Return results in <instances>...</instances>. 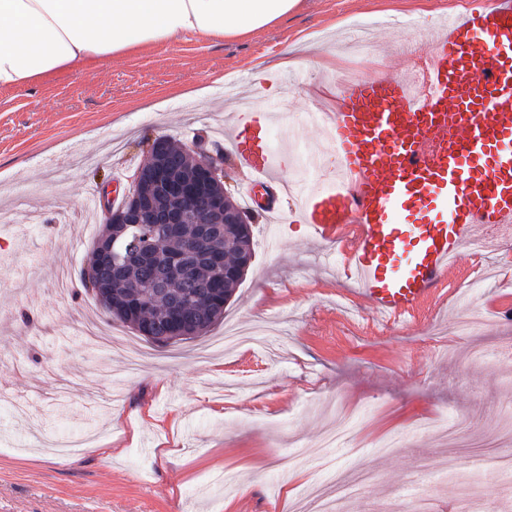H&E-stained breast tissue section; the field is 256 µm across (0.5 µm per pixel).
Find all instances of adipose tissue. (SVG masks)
I'll return each instance as SVG.
<instances>
[{"instance_id":"ef3b65f1","label":"adipose tissue","mask_w":512,"mask_h":512,"mask_svg":"<svg viewBox=\"0 0 512 512\" xmlns=\"http://www.w3.org/2000/svg\"><path fill=\"white\" fill-rule=\"evenodd\" d=\"M298 0H0V87L24 88L104 57L186 35L267 26Z\"/></svg>"}]
</instances>
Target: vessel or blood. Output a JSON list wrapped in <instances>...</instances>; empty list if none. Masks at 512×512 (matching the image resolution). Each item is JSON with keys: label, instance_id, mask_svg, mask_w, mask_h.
Returning a JSON list of instances; mask_svg holds the SVG:
<instances>
[{"label": "vessel or blood", "instance_id": "obj_1", "mask_svg": "<svg viewBox=\"0 0 512 512\" xmlns=\"http://www.w3.org/2000/svg\"><path fill=\"white\" fill-rule=\"evenodd\" d=\"M428 91L386 74L351 79L323 120L336 166L283 212L284 157L268 143L269 112L241 107L230 153L248 198L272 223L309 225L341 245L379 313L413 314L459 251L512 226V0L449 15L426 43Z\"/></svg>", "mask_w": 512, "mask_h": 512}]
</instances>
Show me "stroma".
Segmentation results:
<instances>
[{
  "mask_svg": "<svg viewBox=\"0 0 512 512\" xmlns=\"http://www.w3.org/2000/svg\"><path fill=\"white\" fill-rule=\"evenodd\" d=\"M480 2L298 0L242 37L189 35L0 87V212L17 217L0 226V512H291L332 471L365 483L342 512H384L399 494L424 512H512V480L490 466L512 455V246L461 252L408 327L379 323L306 225L262 218L207 336L153 343L84 285L102 231L84 217L89 188L120 171L132 192L155 138L222 155L225 187L250 208L224 138L257 71L278 80L264 105L295 118L268 134L292 180L326 145L307 118L333 85L319 60L406 75L404 43ZM476 310L484 325L455 335ZM236 324L262 325L267 345L216 346ZM452 418L468 422L455 439ZM339 426L346 438L317 447Z\"/></svg>",
  "mask_w": 512,
  "mask_h": 512,
  "instance_id": "stroma-1",
  "label": "stroma"
}]
</instances>
